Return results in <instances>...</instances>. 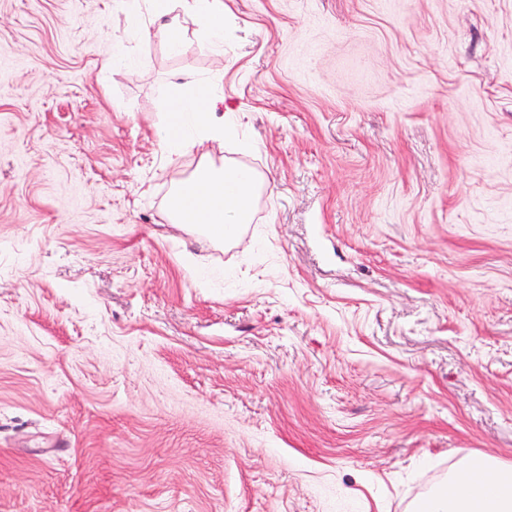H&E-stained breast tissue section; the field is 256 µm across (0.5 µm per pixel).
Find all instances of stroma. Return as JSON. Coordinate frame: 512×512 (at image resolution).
Segmentation results:
<instances>
[{"mask_svg":"<svg viewBox=\"0 0 512 512\" xmlns=\"http://www.w3.org/2000/svg\"><path fill=\"white\" fill-rule=\"evenodd\" d=\"M0 0V512H410L512 463V0ZM112 67L102 68L106 57ZM269 188L169 223L184 74ZM171 0L153 1L150 25L172 52L180 51L185 42L186 27L179 12L180 6L193 14L207 42H222L224 38V5L221 0H181V5Z\"/></svg>","mask_w":512,"mask_h":512,"instance_id":"35a3bbf8","label":"stroma"}]
</instances>
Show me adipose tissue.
I'll list each match as a JSON object with an SVG mask.
<instances>
[{"mask_svg": "<svg viewBox=\"0 0 512 512\" xmlns=\"http://www.w3.org/2000/svg\"><path fill=\"white\" fill-rule=\"evenodd\" d=\"M191 13L207 40L224 38L221 0H154L150 24L170 51L185 42L184 13ZM190 94L173 97L162 142L170 157L200 153L197 171L173 193L167 206L170 223L221 238L226 227L248 223L266 180L250 168L224 164L205 153V143H223L231 133L223 120L214 118L213 101L205 84L186 75ZM412 512H512V465L490 456L464 459L435 491L417 500Z\"/></svg>", "mask_w": 512, "mask_h": 512, "instance_id": "obj_1", "label": "adipose tissue"}]
</instances>
